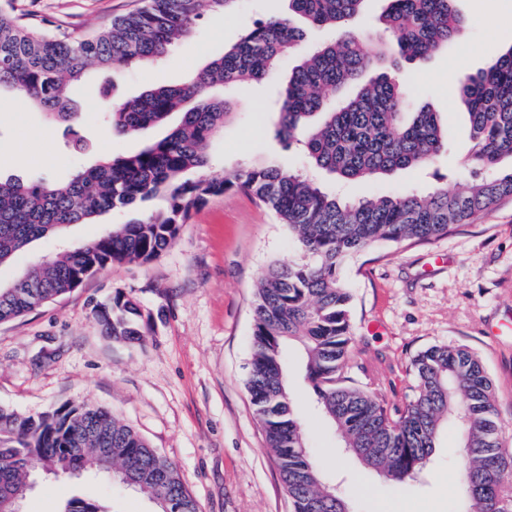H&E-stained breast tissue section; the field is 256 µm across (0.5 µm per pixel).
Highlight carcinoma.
I'll return each mask as SVG.
<instances>
[{
  "label": "carcinoma",
  "mask_w": 512,
  "mask_h": 512,
  "mask_svg": "<svg viewBox=\"0 0 512 512\" xmlns=\"http://www.w3.org/2000/svg\"><path fill=\"white\" fill-rule=\"evenodd\" d=\"M204 2L226 12L237 0H149L94 33L51 34L0 7V94L31 102L65 123V133L79 141L71 85L92 69L116 72L165 60L191 36ZM366 2L289 0L287 16L257 21L189 81L152 87L133 99L105 100L104 121L113 134L128 137L162 127L159 139L62 179H0V266L71 224L162 198L128 223L26 268L24 282L0 291V322L72 291L100 270L155 259L174 244L193 208L239 190L274 210L301 250L295 259L271 264L259 279L247 379L293 512L351 510L347 494L329 484L309 450L289 392L292 345L301 351L303 381L350 456L392 486L406 485L430 462L440 429L452 421L463 438L464 479L449 512H512V449L504 444L495 393L477 354L447 344L421 350L410 362L413 396L402 406L388 405L346 376L351 293L340 277L350 256L381 243L446 237L476 213L512 198V170L498 171L503 158H512V45L486 68L456 78L473 152L467 160L471 180L455 191L346 199L273 162L248 164L220 178L207 173L210 145L231 111L229 100L211 90H246L288 57L297 64L277 91L275 135L299 147L310 167L337 181L362 182L428 167L448 147L439 113L427 104L409 111L397 71L463 36L456 0H388L378 31L363 35L350 24ZM316 27L338 35L309 44L306 31ZM353 84L355 95L344 96ZM326 87L340 94L336 102L320 95ZM96 315L112 341H142L141 310L133 298L118 293ZM89 431L111 443L112 459L94 452ZM45 463L57 475L110 476L162 512H199L176 465L109 411L67 404L33 416L0 409V512H14ZM64 512L107 510L76 498Z\"/></svg>",
  "instance_id": "obj_1"
}]
</instances>
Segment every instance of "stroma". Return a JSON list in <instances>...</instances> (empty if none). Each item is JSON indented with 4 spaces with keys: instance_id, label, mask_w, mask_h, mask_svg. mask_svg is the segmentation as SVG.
I'll return each instance as SVG.
<instances>
[{
    "instance_id": "obj_1",
    "label": "stroma",
    "mask_w": 512,
    "mask_h": 512,
    "mask_svg": "<svg viewBox=\"0 0 512 512\" xmlns=\"http://www.w3.org/2000/svg\"><path fill=\"white\" fill-rule=\"evenodd\" d=\"M16 13L46 29L93 31L143 0H11ZM463 40L403 73L410 107L429 104L448 126V150L428 169L401 170L363 183L327 186L347 198L404 190L455 188L469 179L462 164L471 141L467 116L448 84L449 73L474 72L512 46V0H457ZM288 13V0H241L228 14L203 8L190 41L160 66L112 74L94 70L76 84L83 151L66 143L64 128L34 106L13 99L0 111V175L50 179L106 157H119L159 138L149 129L113 136L102 121L101 96L139 95L187 80L220 56L254 23ZM279 78L235 94L223 134L213 144L215 176L267 158L289 170L305 159L276 138L271 111ZM118 209L87 224L36 241L13 264L0 267L10 283L35 261L94 239L127 222ZM298 254L276 213L229 190L193 209L174 245L146 264L99 271L70 293L26 315L0 322V408L36 415L68 402L107 408L174 462L200 512H292L246 381L261 274L274 261ZM352 294L354 347L348 373L389 403L410 398L411 358L434 344L475 352L496 389L504 441L512 446V199L423 245L383 244L340 271ZM122 293L148 320L138 344L112 342L94 315L96 304ZM309 445L336 484L355 489V512H448L463 482V450L454 424L443 427L421 481L395 488L347 456L314 408L303 384L291 391ZM98 501L109 512H156V506L111 478L47 475L28 494L23 512H60L69 499Z\"/></svg>"
}]
</instances>
